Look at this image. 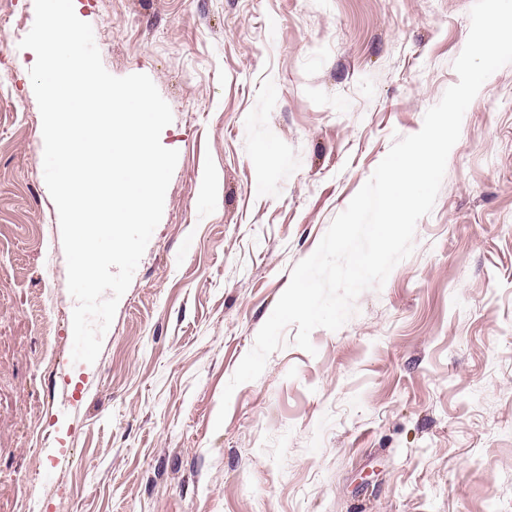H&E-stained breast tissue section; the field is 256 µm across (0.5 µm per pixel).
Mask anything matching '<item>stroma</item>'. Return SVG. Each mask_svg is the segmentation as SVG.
Masks as SVG:
<instances>
[{
    "label": "stroma",
    "instance_id": "1",
    "mask_svg": "<svg viewBox=\"0 0 512 512\" xmlns=\"http://www.w3.org/2000/svg\"><path fill=\"white\" fill-rule=\"evenodd\" d=\"M474 0H78L178 162L92 364L0 0V512H512V64L468 106L412 254L313 351L223 390L333 219L458 81Z\"/></svg>",
    "mask_w": 512,
    "mask_h": 512
}]
</instances>
